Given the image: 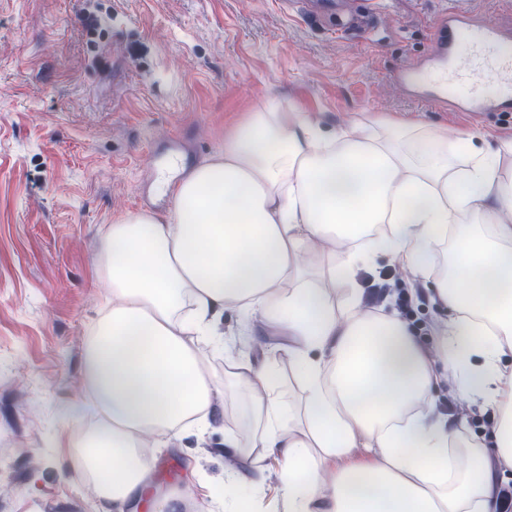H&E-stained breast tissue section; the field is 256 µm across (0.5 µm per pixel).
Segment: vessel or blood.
Returning <instances> with one entry per match:
<instances>
[{"label": "vessel or blood", "mask_w": 512, "mask_h": 512, "mask_svg": "<svg viewBox=\"0 0 512 512\" xmlns=\"http://www.w3.org/2000/svg\"><path fill=\"white\" fill-rule=\"evenodd\" d=\"M427 68L437 73V89L432 93L422 81ZM427 68L402 70L396 81L451 112L478 115L512 110V30L478 19L470 11L448 8L437 22Z\"/></svg>", "instance_id": "1"}]
</instances>
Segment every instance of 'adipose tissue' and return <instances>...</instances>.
I'll return each mask as SVG.
<instances>
[{"label": "adipose tissue", "mask_w": 512, "mask_h": 512, "mask_svg": "<svg viewBox=\"0 0 512 512\" xmlns=\"http://www.w3.org/2000/svg\"><path fill=\"white\" fill-rule=\"evenodd\" d=\"M481 138L455 140L424 125L383 121L329 129L302 112L247 113L223 150L178 182L161 178L164 215L125 214L104 231L96 266L112 305L87 348L86 381L104 418L86 437L102 512H136L156 490L144 437L175 443L188 428L223 423L202 341L226 345L218 321L237 309L262 323L303 390L287 405L264 364L239 362L261 429L245 446L225 425L235 459L225 512H248L242 486L251 447L277 463L282 512H504L512 485V181ZM466 155L468 167L451 169ZM478 224L465 223L469 214ZM388 234L371 237L377 225ZM345 239L307 282L314 239ZM451 245V277L429 256ZM413 273L441 310L437 354L386 293L377 311L357 280L378 259ZM450 385L458 409L433 396ZM492 412L488 436L451 442L472 410Z\"/></svg>", "instance_id": "ef3b65f1"}]
</instances>
